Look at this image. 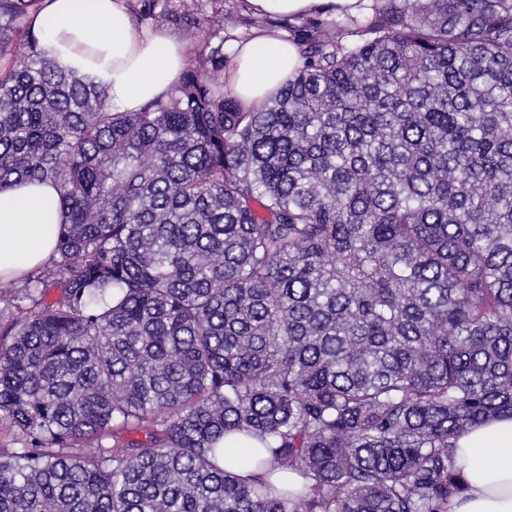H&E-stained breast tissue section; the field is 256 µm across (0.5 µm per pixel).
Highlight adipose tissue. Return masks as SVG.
<instances>
[{
    "instance_id": "1",
    "label": "adipose tissue",
    "mask_w": 512,
    "mask_h": 512,
    "mask_svg": "<svg viewBox=\"0 0 512 512\" xmlns=\"http://www.w3.org/2000/svg\"><path fill=\"white\" fill-rule=\"evenodd\" d=\"M45 0L32 30L43 54L73 69L108 92L115 112H135L174 89L188 62L187 46L163 29L136 27L125 0ZM260 16H300L323 5L353 8L356 0H249ZM294 43L261 35L239 47L226 80L228 91L245 105L274 94L300 67ZM51 184L19 183L0 194V283H10L46 264L56 238L48 205ZM455 454L464 480L452 512H512V417L474 426L456 440Z\"/></svg>"
}]
</instances>
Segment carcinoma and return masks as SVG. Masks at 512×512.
<instances>
[{
    "instance_id": "carcinoma-1",
    "label": "carcinoma",
    "mask_w": 512,
    "mask_h": 512,
    "mask_svg": "<svg viewBox=\"0 0 512 512\" xmlns=\"http://www.w3.org/2000/svg\"><path fill=\"white\" fill-rule=\"evenodd\" d=\"M44 2L0 0V193L61 209L0 323V512H448L512 416V0L318 22L259 108L223 0H127L193 53L138 112L41 54Z\"/></svg>"
}]
</instances>
